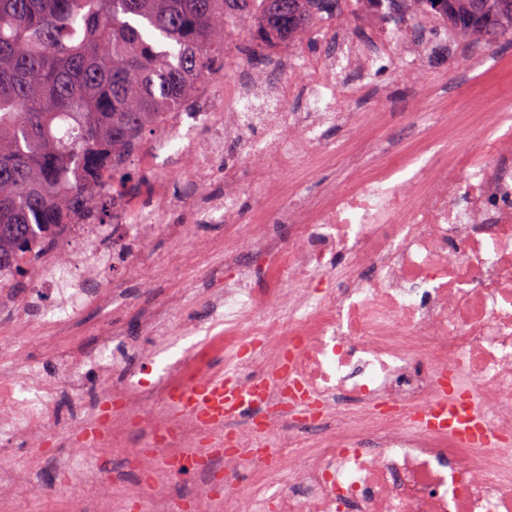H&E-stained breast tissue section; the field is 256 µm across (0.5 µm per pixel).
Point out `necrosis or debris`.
I'll use <instances>...</instances> for the list:
<instances>
[{
  "mask_svg": "<svg viewBox=\"0 0 512 512\" xmlns=\"http://www.w3.org/2000/svg\"><path fill=\"white\" fill-rule=\"evenodd\" d=\"M446 28L389 0H343L336 16L313 25L329 30L339 54L305 61L293 37L249 60L227 53L222 67L193 82L197 97L220 94L219 107L160 113L152 137L111 157L112 168L135 162L196 188L222 178L224 193L207 209L228 227L214 244L224 253V316L204 347L152 381L117 373L131 351L152 359L150 345H134L118 323L101 337L98 379L111 406L68 440L99 455L86 468L45 473L49 512H65L55 493L64 482L82 485L94 512H132L141 486L153 492L152 512H172L179 496L166 489L162 465L189 456L196 465L181 497L192 512H209L218 471L226 512H512V136L497 133L499 113L475 112L469 124L483 138L470 150L455 147V102L445 97L432 122L412 125L415 148L405 154L375 140L338 151L321 134L327 125L361 128L343 95L348 75L365 86L389 69L425 99L423 59L433 31ZM269 88L280 103L303 97L304 111H255ZM256 125L265 129L258 142L250 138ZM232 141L245 149L252 182L266 188L247 219L259 243L251 253L235 231L240 168L222 160ZM341 163L353 176L297 199L309 171ZM177 207L155 188L126 195L108 223L76 215L26 259L28 298L15 292L14 269L0 268V316L18 327L40 304L56 366L53 380H30L33 402L20 398L13 370L0 369L1 457L29 438L51 442L57 389L83 393L85 361L71 351V324L87 307L121 305L117 288L98 284L105 271L174 280L187 257L186 226L168 220ZM161 235L171 249L142 269L141 252ZM339 255L345 265L332 267ZM216 356L237 385L266 386L246 429L205 434L193 417L149 412L174 389L211 379ZM283 366L294 390L270 382ZM444 378L470 394L490 441L467 444L445 424H416ZM144 426L151 447L128 449L129 433ZM124 451L129 476L109 465L111 453Z\"/></svg>",
  "mask_w": 512,
  "mask_h": 512,
  "instance_id": "4bbe7bcc",
  "label": "necrosis or debris"
}]
</instances>
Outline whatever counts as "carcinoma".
I'll return each instance as SVG.
<instances>
[{
    "label": "carcinoma",
    "mask_w": 512,
    "mask_h": 512,
    "mask_svg": "<svg viewBox=\"0 0 512 512\" xmlns=\"http://www.w3.org/2000/svg\"><path fill=\"white\" fill-rule=\"evenodd\" d=\"M467 37L512 41V0H416ZM338 0H0V268L82 213L106 223L121 195L89 192L110 155L180 107L226 52L224 24L252 40L308 39Z\"/></svg>",
    "instance_id": "1"
}]
</instances>
